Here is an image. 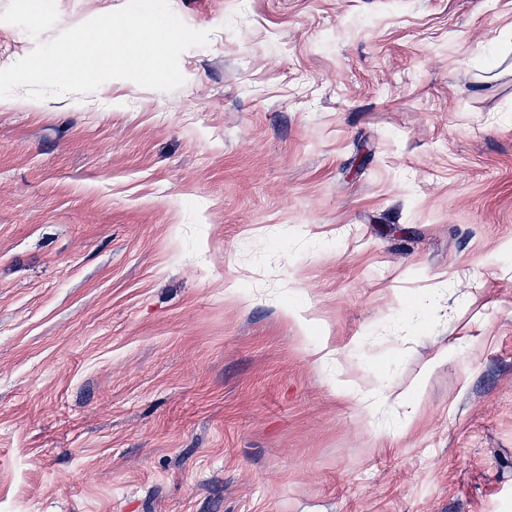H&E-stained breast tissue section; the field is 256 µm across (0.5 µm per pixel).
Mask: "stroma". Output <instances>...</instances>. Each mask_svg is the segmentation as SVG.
<instances>
[{"label": "stroma", "instance_id": "1", "mask_svg": "<svg viewBox=\"0 0 512 512\" xmlns=\"http://www.w3.org/2000/svg\"><path fill=\"white\" fill-rule=\"evenodd\" d=\"M169 2L0 104V512H512V0Z\"/></svg>", "mask_w": 512, "mask_h": 512}]
</instances>
